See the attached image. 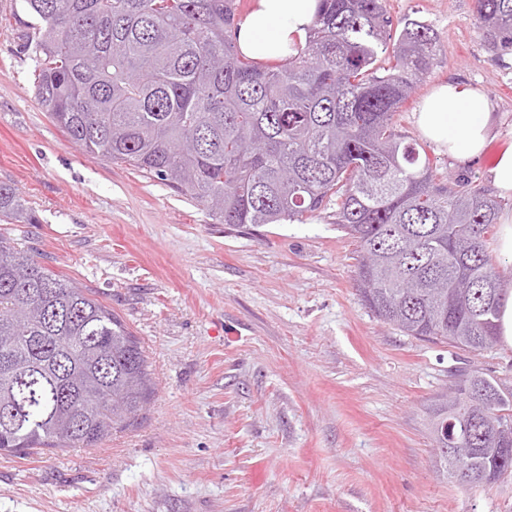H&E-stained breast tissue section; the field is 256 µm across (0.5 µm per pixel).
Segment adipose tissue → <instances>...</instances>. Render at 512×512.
Returning <instances> with one entry per match:
<instances>
[{
  "label": "adipose tissue",
  "instance_id": "adipose-tissue-1",
  "mask_svg": "<svg viewBox=\"0 0 512 512\" xmlns=\"http://www.w3.org/2000/svg\"><path fill=\"white\" fill-rule=\"evenodd\" d=\"M320 0H251L238 24L237 46L266 65L306 49ZM422 135L461 166L473 165L496 135L497 118L488 94L457 82L435 86L415 115Z\"/></svg>",
  "mask_w": 512,
  "mask_h": 512
}]
</instances>
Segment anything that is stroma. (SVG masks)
I'll list each match as a JSON object with an SVG mask.
<instances>
[{
  "instance_id": "stroma-1",
  "label": "stroma",
  "mask_w": 512,
  "mask_h": 512,
  "mask_svg": "<svg viewBox=\"0 0 512 512\" xmlns=\"http://www.w3.org/2000/svg\"><path fill=\"white\" fill-rule=\"evenodd\" d=\"M22 4L0 0V183L38 221L0 222V235L120 317L155 391L99 447L0 454V512H512V474L461 485L433 434L456 369L512 389V349L474 355L380 321L356 291L335 206L302 224L230 227L84 154L38 101ZM385 7L394 29L423 22L440 49L396 130L421 141L414 114L438 84L485 89L499 124L479 164L423 146L438 172L485 184L512 144V53L485 49L474 0Z\"/></svg>"
}]
</instances>
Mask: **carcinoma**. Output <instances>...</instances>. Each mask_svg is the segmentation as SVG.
Returning <instances> with one entry per match:
<instances>
[{"mask_svg":"<svg viewBox=\"0 0 512 512\" xmlns=\"http://www.w3.org/2000/svg\"><path fill=\"white\" fill-rule=\"evenodd\" d=\"M44 111L89 156L195 200L219 223H304L336 204L356 285L380 320L474 354L498 342L508 294L489 244L502 202L439 175L394 116L439 49L419 21L394 48L384 0H321L305 51L275 68L240 54V0H24ZM486 48L512 50V0H474ZM393 63L380 65V55ZM0 219L34 224L0 183ZM152 383L112 310L0 236V452L95 448L134 423ZM455 421L448 475L512 472V392L464 372L437 408Z\"/></svg>","mask_w":512,"mask_h":512,"instance_id":"1","label":"carcinoma"}]
</instances>
